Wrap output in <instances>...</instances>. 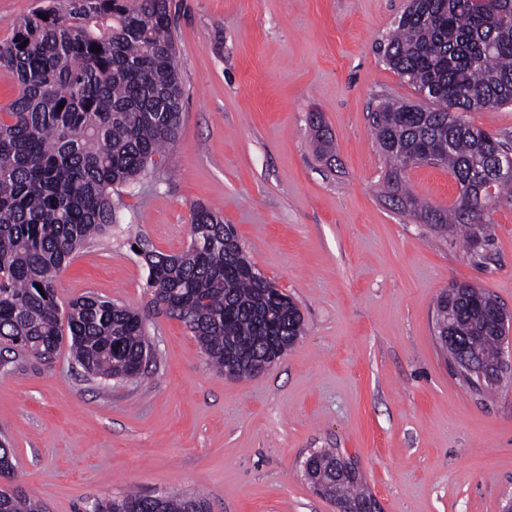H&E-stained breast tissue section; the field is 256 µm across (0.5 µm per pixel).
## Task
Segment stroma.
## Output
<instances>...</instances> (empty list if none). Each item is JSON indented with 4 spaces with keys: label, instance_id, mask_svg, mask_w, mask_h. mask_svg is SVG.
Instances as JSON below:
<instances>
[{
    "label": "stroma",
    "instance_id": "obj_1",
    "mask_svg": "<svg viewBox=\"0 0 512 512\" xmlns=\"http://www.w3.org/2000/svg\"><path fill=\"white\" fill-rule=\"evenodd\" d=\"M407 0H169L184 89L179 138L156 174L121 188V222L58 277L60 304L96 294L134 307L148 269L177 254L191 207L218 208L250 260L295 302L304 332L267 371L229 378L186 326L146 324L157 366L87 380L68 344L50 363L0 357V439L15 480L50 512H91L128 491L200 495L210 512H336L301 466L337 449L382 512H501L512 499V388L466 389L436 342L456 283L512 311V203L491 215L486 257L387 200L370 133L379 101H421L383 47ZM336 161L313 150L309 113ZM413 193L451 206L446 168L418 164Z\"/></svg>",
    "mask_w": 512,
    "mask_h": 512
}]
</instances>
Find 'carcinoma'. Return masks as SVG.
Masks as SVG:
<instances>
[{"label":"carcinoma","mask_w":512,"mask_h":512,"mask_svg":"<svg viewBox=\"0 0 512 512\" xmlns=\"http://www.w3.org/2000/svg\"><path fill=\"white\" fill-rule=\"evenodd\" d=\"M385 58L424 94L422 103L384 99L370 113L377 147L392 163L391 202L423 224L453 227L476 252L491 241V211L512 198V180L492 172L512 139L468 120L472 111L512 104V0H409ZM0 67L20 88L0 109V352L48 363L67 339L90 378H139L155 364L146 321L165 314L190 329L219 372L240 355L233 371L245 378L258 374L268 352L302 336L295 303L245 255L233 225L204 204L192 208L187 249L142 250L151 295L144 307L96 295L58 304L67 261L120 221L112 192L157 170L178 140L183 88L168 0H48L0 41ZM309 122L315 153L332 159V133L317 113ZM437 154L459 190L447 209L417 200L401 178ZM459 288L440 295L436 312L455 337L453 355L488 364L500 343L479 308L483 291L471 286L461 297ZM303 473L345 512L377 505L333 450L310 454ZM0 512L46 507L12 486L0 488ZM96 512H208V505L195 496L128 493Z\"/></svg>","instance_id":"1"}]
</instances>
